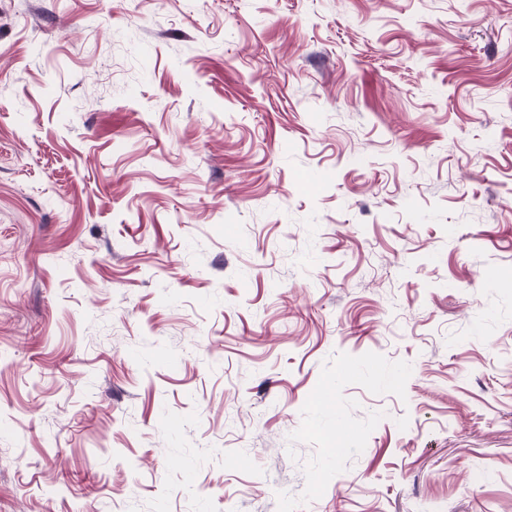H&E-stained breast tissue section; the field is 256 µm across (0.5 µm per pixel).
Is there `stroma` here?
Instances as JSON below:
<instances>
[{"mask_svg":"<svg viewBox=\"0 0 512 512\" xmlns=\"http://www.w3.org/2000/svg\"><path fill=\"white\" fill-rule=\"evenodd\" d=\"M0 512H512V0H0Z\"/></svg>","mask_w":512,"mask_h":512,"instance_id":"35a3bbf8","label":"stroma"}]
</instances>
